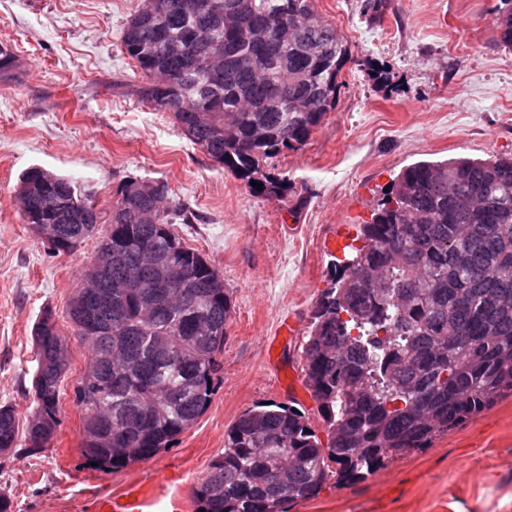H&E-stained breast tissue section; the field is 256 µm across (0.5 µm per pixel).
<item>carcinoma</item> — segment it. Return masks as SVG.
I'll list each match as a JSON object with an SVG mask.
<instances>
[{
    "mask_svg": "<svg viewBox=\"0 0 512 512\" xmlns=\"http://www.w3.org/2000/svg\"><path fill=\"white\" fill-rule=\"evenodd\" d=\"M131 16L125 53L149 78L143 98L212 160L262 193L284 186L267 160L301 148L334 109L349 59L315 0H154ZM387 0H364L377 23ZM496 43L512 50V13ZM196 57L189 67L185 57ZM19 67L0 46V77ZM18 198L42 209L46 195L69 208L42 214L82 242L112 230V304L96 307L105 328L90 336L75 388L83 413L80 451L101 470L150 460L194 425L213 395L231 299L224 277L170 228L192 213L122 183L106 218L73 182L40 168L23 172ZM350 257L334 265L302 344L305 384L322 432L282 403L244 412L224 435L195 490L205 512H286L328 481L344 486L512 396V157L419 161L398 174L386 200L357 225ZM97 289L84 273L69 307ZM33 404L19 417L0 404V457L40 452L60 426L59 377L70 341L52 309L32 331Z\"/></svg>",
    "mask_w": 512,
    "mask_h": 512,
    "instance_id": "cac0c4a2",
    "label": "carcinoma"
}]
</instances>
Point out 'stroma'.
Listing matches in <instances>:
<instances>
[{
  "label": "stroma",
  "instance_id": "obj_1",
  "mask_svg": "<svg viewBox=\"0 0 512 512\" xmlns=\"http://www.w3.org/2000/svg\"><path fill=\"white\" fill-rule=\"evenodd\" d=\"M141 0H0V44L19 60L0 80V404H32V330L52 308L71 334L68 303L98 237L53 251L23 221L22 172L71 178L111 210L127 180L167 185L193 214L172 230L224 277L232 314L204 414L155 458L109 473L80 452L75 386L87 348L73 341L60 384L62 424L49 448L0 458L12 512H99V503L146 489L138 512H197L194 496L224 433L272 401L322 421L301 372V339L325 288L336 234L369 218L385 188L421 160L512 156V50L494 21L512 0H389L369 24L359 0H316L349 50L335 107L308 142L269 160L285 200L255 194L143 100L146 79L124 54L122 32ZM512 494V396L347 486L328 482L287 512H499Z\"/></svg>",
  "mask_w": 512,
  "mask_h": 512
}]
</instances>
